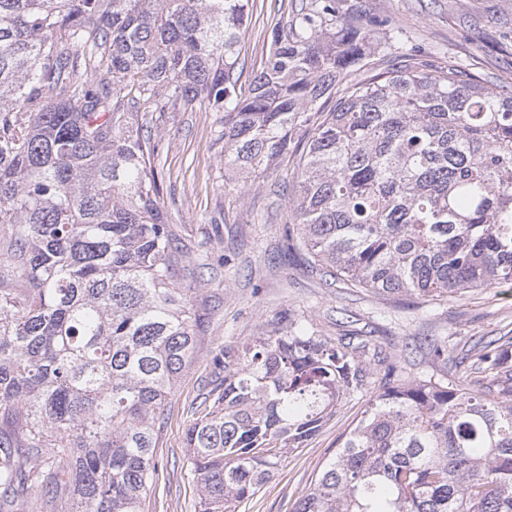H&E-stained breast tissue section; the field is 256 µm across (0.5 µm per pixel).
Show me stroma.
I'll return each instance as SVG.
<instances>
[{
  "label": "stroma",
  "instance_id": "obj_1",
  "mask_svg": "<svg viewBox=\"0 0 512 512\" xmlns=\"http://www.w3.org/2000/svg\"><path fill=\"white\" fill-rule=\"evenodd\" d=\"M299 0H250L238 46V70L249 83L261 67L271 31ZM392 17L410 44L440 68L464 63L490 78H512V0H370ZM150 125L162 133L156 158L160 202L189 252L180 275L205 323L195 352L165 406L157 469L145 512H200L187 459L186 430L201 412L224 347L253 341L288 310L304 315L320 335L343 333L346 318L371 331L377 345L401 349L413 338L445 336L455 347L512 330V286L474 288L440 303L386 300L363 288L326 286L288 244V196L295 161L278 162L256 184L225 174L217 116L168 112ZM370 398L342 403L303 448L283 459L274 477L238 512H292L321 465L354 427Z\"/></svg>",
  "mask_w": 512,
  "mask_h": 512
}]
</instances>
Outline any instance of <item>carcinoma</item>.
Segmentation results:
<instances>
[{
    "label": "carcinoma",
    "instance_id": "obj_1",
    "mask_svg": "<svg viewBox=\"0 0 512 512\" xmlns=\"http://www.w3.org/2000/svg\"><path fill=\"white\" fill-rule=\"evenodd\" d=\"M249 2L0 0V512L34 488L39 512H143L201 324L142 110L221 114L252 182L300 153L287 238L331 286L512 285V82L415 60L360 0H301L243 86ZM424 346L436 375L289 312L225 348L186 432L201 512H236L373 377L293 512H512V336Z\"/></svg>",
    "mask_w": 512,
    "mask_h": 512
}]
</instances>
